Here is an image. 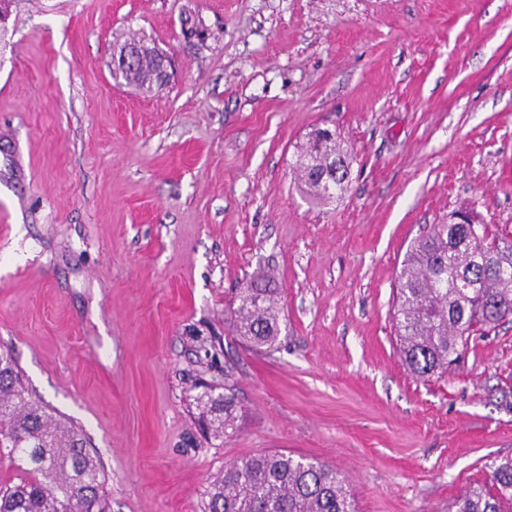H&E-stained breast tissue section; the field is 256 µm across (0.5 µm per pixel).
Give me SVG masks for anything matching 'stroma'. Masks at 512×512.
<instances>
[{
	"mask_svg": "<svg viewBox=\"0 0 512 512\" xmlns=\"http://www.w3.org/2000/svg\"><path fill=\"white\" fill-rule=\"evenodd\" d=\"M131 39L172 56L143 94ZM349 147L313 201L308 133ZM471 209L512 242V0H13L0 25V349L84 431L107 512H204L225 465L316 459L357 512H450L512 457V318L448 373L403 364L411 241ZM280 333L230 311L257 273ZM234 396L233 430L196 399ZM351 154L328 128L309 134L297 160L298 177L315 200L341 194L349 181Z\"/></svg>",
	"mask_w": 512,
	"mask_h": 512,
	"instance_id": "35a3bbf8",
	"label": "stroma"
}]
</instances>
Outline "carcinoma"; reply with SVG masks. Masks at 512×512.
<instances>
[{
  "mask_svg": "<svg viewBox=\"0 0 512 512\" xmlns=\"http://www.w3.org/2000/svg\"><path fill=\"white\" fill-rule=\"evenodd\" d=\"M155 48L116 75L144 91L162 86ZM351 154L327 128L309 134L298 177L315 200L345 190ZM278 289L256 278L239 295L236 334L254 346L279 335ZM512 317V244L458 211L414 239L404 257L394 308L399 352L409 371L429 377L448 370L473 337ZM219 437L234 426L231 396L198 400ZM20 474L0 486V512H103L106 476L82 430L29 396L19 365L0 350V457ZM206 512H355L344 480L329 465L283 452L242 458L224 467L207 492ZM455 512H512V458L488 466L485 479L454 503Z\"/></svg>",
  "mask_w": 512,
  "mask_h": 512,
  "instance_id": "obj_1",
  "label": "carcinoma"
}]
</instances>
